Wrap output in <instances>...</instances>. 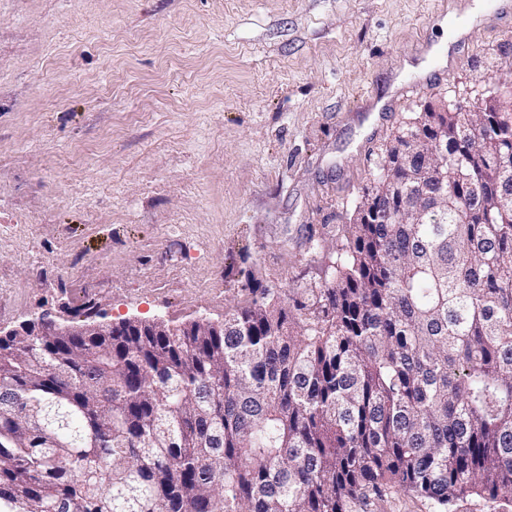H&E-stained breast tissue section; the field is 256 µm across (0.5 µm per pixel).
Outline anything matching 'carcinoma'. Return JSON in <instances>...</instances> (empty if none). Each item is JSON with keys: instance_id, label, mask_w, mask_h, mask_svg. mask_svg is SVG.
Returning <instances> with one entry per match:
<instances>
[{"instance_id": "cac0c4a2", "label": "carcinoma", "mask_w": 512, "mask_h": 512, "mask_svg": "<svg viewBox=\"0 0 512 512\" xmlns=\"http://www.w3.org/2000/svg\"><path fill=\"white\" fill-rule=\"evenodd\" d=\"M402 180L448 142V204L376 181L319 279L223 325L0 336V512H512V112H415ZM372 510L374 512H434L428 501L404 491L393 492L382 500L375 501Z\"/></svg>"}]
</instances>
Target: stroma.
Masks as SVG:
<instances>
[{"label": "stroma", "mask_w": 512, "mask_h": 512, "mask_svg": "<svg viewBox=\"0 0 512 512\" xmlns=\"http://www.w3.org/2000/svg\"><path fill=\"white\" fill-rule=\"evenodd\" d=\"M478 6L470 24L466 8ZM493 0H0V328L170 326L317 279L416 104L477 90ZM466 28L455 38L457 28ZM446 84L393 109L418 66Z\"/></svg>", "instance_id": "35a3bbf8"}]
</instances>
